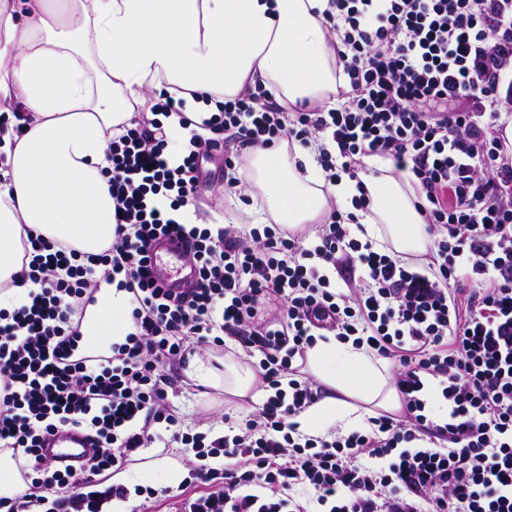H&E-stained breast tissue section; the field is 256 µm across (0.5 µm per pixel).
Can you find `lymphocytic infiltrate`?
Here are the masks:
<instances>
[{
	"instance_id": "1",
	"label": "lymphocytic infiltrate",
	"mask_w": 512,
	"mask_h": 512,
	"mask_svg": "<svg viewBox=\"0 0 512 512\" xmlns=\"http://www.w3.org/2000/svg\"><path fill=\"white\" fill-rule=\"evenodd\" d=\"M343 87L336 105L296 112L245 89L201 128L183 100L159 91L151 119L113 137L109 192L115 234L85 254L28 233L0 308V453L23 461L30 499L54 512H105L128 499L95 476L151 449L194 453L190 482L208 493L181 512H512V141L499 89L512 67V0H329ZM178 116L172 161L164 118ZM238 152L280 141L316 146L325 178L391 160L415 189L430 243L423 258L356 239L331 209L314 239L275 224L204 227L177 214L205 183L200 161L221 139ZM187 239L195 288L151 279L156 236ZM353 274L351 292L336 284ZM131 293L134 325L102 349L82 332L101 282ZM355 337L395 368L403 418L367 430L302 432L317 394L299 363L317 331ZM240 337L264 393L227 431L186 432L168 401L167 366ZM75 427L92 440L86 468L43 458L47 435Z\"/></svg>"
}]
</instances>
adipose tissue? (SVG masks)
<instances>
[{"label": "adipose tissue", "instance_id": "adipose-tissue-1", "mask_svg": "<svg viewBox=\"0 0 512 512\" xmlns=\"http://www.w3.org/2000/svg\"><path fill=\"white\" fill-rule=\"evenodd\" d=\"M327 0H0V283L20 263L27 231L95 254L112 242L107 144L139 125L149 93L186 99L194 120L216 97L259 84L282 110L335 107L336 57ZM314 150L281 142L252 147L238 176L262 224L300 230L324 223L332 202L364 185L355 211L378 248L420 255L429 243L412 185L367 158L357 179L327 182ZM130 295L104 288L82 331L103 342L132 329ZM308 370L331 393L297 415L303 432L347 431L400 408L387 365L354 340L307 352Z\"/></svg>", "mask_w": 512, "mask_h": 512}]
</instances>
